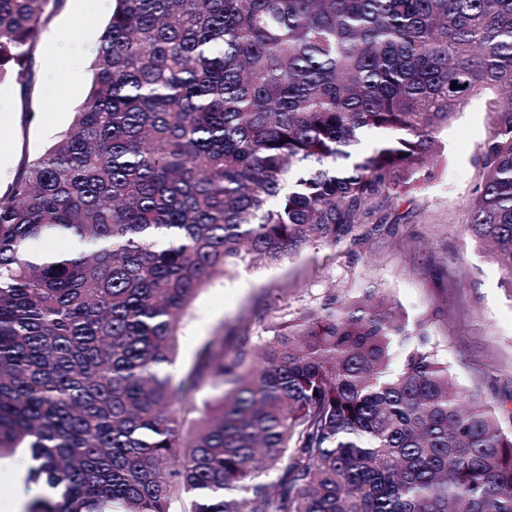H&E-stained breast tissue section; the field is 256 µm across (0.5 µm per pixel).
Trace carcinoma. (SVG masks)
Wrapping results in <instances>:
<instances>
[{"instance_id":"cac0c4a2","label":"carcinoma","mask_w":512,"mask_h":512,"mask_svg":"<svg viewBox=\"0 0 512 512\" xmlns=\"http://www.w3.org/2000/svg\"><path fill=\"white\" fill-rule=\"evenodd\" d=\"M62 2L0 0V83ZM113 2L73 124L0 196V457L56 490L26 512H512V430L371 293L166 372L214 276L407 197L482 89L463 228L512 291V0Z\"/></svg>"}]
</instances>
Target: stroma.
<instances>
[{
  "mask_svg": "<svg viewBox=\"0 0 512 512\" xmlns=\"http://www.w3.org/2000/svg\"><path fill=\"white\" fill-rule=\"evenodd\" d=\"M112 7V0H63L39 32L30 89L16 82L0 86V192L23 159L72 123ZM489 97L486 91L470 96L438 134L435 177L377 212L356 238L213 278L179 323L171 373L182 375L216 331L233 336L247 327L257 349L272 327L319 308L331 295L374 290L398 305L409 328L425 326L457 383L482 403L512 410V293L495 261L462 228L464 205L479 181L476 158L490 130Z\"/></svg>",
  "mask_w": 512,
  "mask_h": 512,
  "instance_id": "35a3bbf8",
  "label": "stroma"
}]
</instances>
